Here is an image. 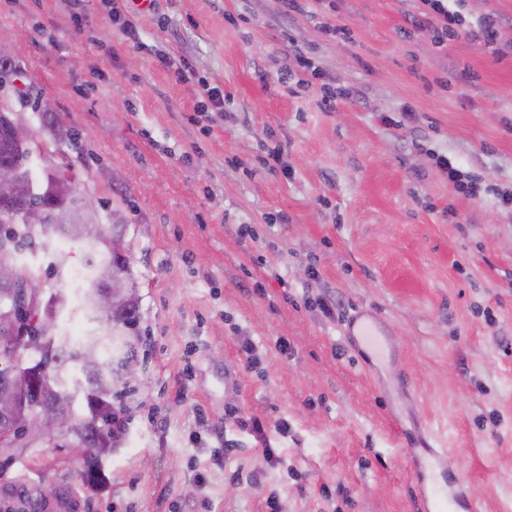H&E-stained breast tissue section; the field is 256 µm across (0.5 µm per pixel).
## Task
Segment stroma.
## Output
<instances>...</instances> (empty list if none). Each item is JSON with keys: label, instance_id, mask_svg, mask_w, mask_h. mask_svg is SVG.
Wrapping results in <instances>:
<instances>
[{"label": "stroma", "instance_id": "obj_1", "mask_svg": "<svg viewBox=\"0 0 512 512\" xmlns=\"http://www.w3.org/2000/svg\"><path fill=\"white\" fill-rule=\"evenodd\" d=\"M111 7L0 0L31 168L69 167L104 229L115 209L126 224L142 365L104 485H83L62 431L0 459V512L45 481L57 494L32 512H424L423 489L452 474L479 512H512V209L493 193L512 190V0L462 6L499 19L502 56L428 28L403 37L412 0H153L135 43ZM181 66L223 106L197 112ZM327 82L350 92L329 112ZM38 99L77 144L43 129ZM440 155L481 199L449 186ZM56 255L84 263L69 244L28 257L42 288L61 285ZM361 312L384 358L358 359ZM417 438L438 459L413 463Z\"/></svg>", "mask_w": 512, "mask_h": 512}]
</instances>
